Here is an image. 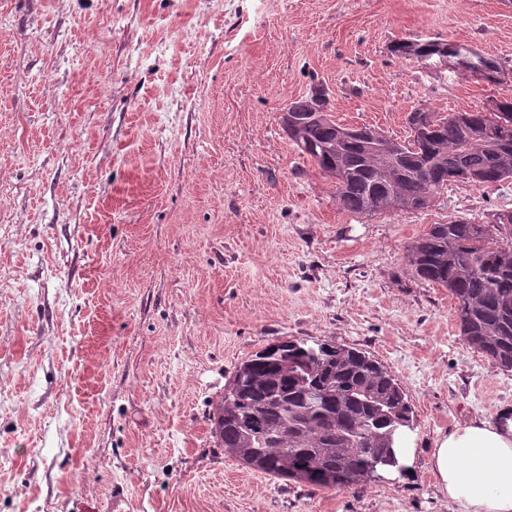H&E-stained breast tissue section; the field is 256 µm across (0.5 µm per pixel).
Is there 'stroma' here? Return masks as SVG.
I'll return each mask as SVG.
<instances>
[{
    "mask_svg": "<svg viewBox=\"0 0 512 512\" xmlns=\"http://www.w3.org/2000/svg\"><path fill=\"white\" fill-rule=\"evenodd\" d=\"M412 37L512 61V0H0V512H453L433 441L512 405V371L406 254L512 211V180L351 214L279 123L316 86L401 140L512 94L391 55ZM283 338L387 368L413 476L327 490L216 446L225 382Z\"/></svg>",
    "mask_w": 512,
    "mask_h": 512,
    "instance_id": "obj_1",
    "label": "stroma"
}]
</instances>
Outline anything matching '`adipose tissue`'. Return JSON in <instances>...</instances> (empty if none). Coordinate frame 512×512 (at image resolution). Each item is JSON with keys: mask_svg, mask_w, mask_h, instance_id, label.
<instances>
[{"mask_svg": "<svg viewBox=\"0 0 512 512\" xmlns=\"http://www.w3.org/2000/svg\"><path fill=\"white\" fill-rule=\"evenodd\" d=\"M430 474L456 512H512V406L439 435Z\"/></svg>", "mask_w": 512, "mask_h": 512, "instance_id": "1", "label": "adipose tissue"}]
</instances>
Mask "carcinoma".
<instances>
[{
	"mask_svg": "<svg viewBox=\"0 0 512 512\" xmlns=\"http://www.w3.org/2000/svg\"><path fill=\"white\" fill-rule=\"evenodd\" d=\"M478 80L502 85L506 65L480 55ZM299 114L300 137L288 135L300 155L326 176L339 168L336 201L349 213L386 211L390 194L409 201L425 190L439 193L462 167L476 172L467 183L481 187L512 180L497 152L512 146V96L496 100V111L440 114L430 136L412 130L410 141L392 152L384 167L373 156V129L360 128L341 154L331 150L338 122L317 113L306 121L308 98L288 103ZM500 213L480 224L466 218L433 224L407 254L417 280L448 289L456 300L458 329L470 348L500 369L512 370V223ZM479 305H467L469 298ZM319 386V405L308 406L304 386ZM217 445L246 467L279 479L344 490L403 472L398 448L413 429L407 394L384 365L367 352L328 341L283 340L246 357L224 385L208 414Z\"/></svg>",
	"mask_w": 512,
	"mask_h": 512,
	"instance_id": "1",
	"label": "carcinoma"
}]
</instances>
